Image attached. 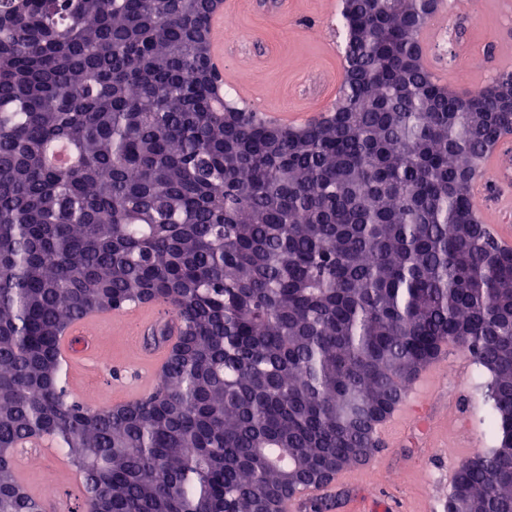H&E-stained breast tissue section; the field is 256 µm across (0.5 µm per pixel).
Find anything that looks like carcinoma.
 Listing matches in <instances>:
<instances>
[{"instance_id":"cac0c4a2","label":"carcinoma","mask_w":512,"mask_h":512,"mask_svg":"<svg viewBox=\"0 0 512 512\" xmlns=\"http://www.w3.org/2000/svg\"><path fill=\"white\" fill-rule=\"evenodd\" d=\"M446 6L341 0V108L288 125L212 103L198 0H0V512H43L15 452L44 439L86 512H280L444 345L490 377L450 490L512 512V250L472 197L512 72L428 69ZM146 300L179 324L155 389L70 399L73 323Z\"/></svg>"}]
</instances>
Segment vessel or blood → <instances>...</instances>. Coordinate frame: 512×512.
I'll return each mask as SVG.
<instances>
[{"instance_id":"b4317fda","label":"vessel or blood","mask_w":512,"mask_h":512,"mask_svg":"<svg viewBox=\"0 0 512 512\" xmlns=\"http://www.w3.org/2000/svg\"><path fill=\"white\" fill-rule=\"evenodd\" d=\"M212 40V59L222 63L224 59V13L216 11L210 18ZM483 174L473 185V194L481 198L490 189L502 190L503 195L494 206L482 209L481 221L486 232L502 248L512 249V160L507 159L501 150H494L483 163ZM112 320L113 324L126 329L133 347H140L142 335L153 330L156 325L152 309L140 306L112 311L109 314L90 313L78 319L70 333L61 344V350L69 365L86 364L94 355L96 346L90 337L94 335L99 323ZM168 354L164 343L153 345L146 354L139 357L138 363L144 373L137 385L129 387L128 395L136 396L155 388L160 370ZM439 364H431L412 384L407 386L401 401L391 414L376 428L378 440H390L392 434L401 432L405 427L424 428L430 422L431 409L427 393L438 380Z\"/></svg>"}]
</instances>
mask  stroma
I'll list each match as a JSON object with an SVG mask.
<instances>
[{
    "label": "stroma",
    "mask_w": 512,
    "mask_h": 512,
    "mask_svg": "<svg viewBox=\"0 0 512 512\" xmlns=\"http://www.w3.org/2000/svg\"><path fill=\"white\" fill-rule=\"evenodd\" d=\"M275 9L276 0H224V13L234 19L240 40L225 47L223 71L250 90L259 111L304 117L325 113L343 74V36L328 0H288L284 16ZM447 23L452 33L437 43L435 53L440 59L437 73L449 86L477 89L496 72L512 67V0H469L468 14L450 11ZM474 55L479 65L471 64ZM98 333L97 356L83 368L72 393L82 401L88 387H95L101 405L108 406L113 391L136 383L139 367L128 350V337L114 335L108 323ZM485 391L486 379L474 366L442 380L429 392V431L412 430L380 447L367 463L362 485L334 484L327 512H349V501L368 490L396 501L405 512L444 506V475L460 463L448 450L457 439L450 421L460 418L474 452L487 448L489 438L476 410ZM20 475L32 493L51 485L61 500L76 486L61 457L46 447L30 456Z\"/></svg>",
    "instance_id": "stroma-1"
}]
</instances>
